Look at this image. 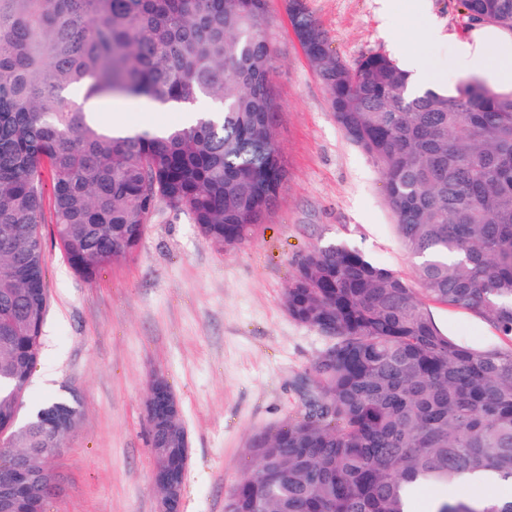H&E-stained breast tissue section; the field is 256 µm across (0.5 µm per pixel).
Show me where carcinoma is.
Wrapping results in <instances>:
<instances>
[{"mask_svg": "<svg viewBox=\"0 0 512 512\" xmlns=\"http://www.w3.org/2000/svg\"><path fill=\"white\" fill-rule=\"evenodd\" d=\"M296 5L293 23L336 122L379 169L416 285L343 242L296 265L289 316L331 340L299 379L305 413L256 434V461L224 512H409L423 486L453 488L433 512H512L466 478L512 486V346L444 335L424 300L467 310L512 341V90L463 80L408 91L371 53L349 67ZM268 0H0V465L60 448L77 400L22 398L47 307L41 224L87 280L136 253L162 203L213 245L250 239L287 170L275 138ZM469 20L512 30V0H460ZM84 98L207 103L218 119L133 132L94 121ZM52 208L45 217L44 174Z\"/></svg>", "mask_w": 512, "mask_h": 512, "instance_id": "carcinoma-1", "label": "carcinoma"}]
</instances>
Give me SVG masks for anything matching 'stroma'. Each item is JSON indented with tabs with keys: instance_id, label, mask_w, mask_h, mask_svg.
Listing matches in <instances>:
<instances>
[{
	"instance_id": "stroma-1",
	"label": "stroma",
	"mask_w": 512,
	"mask_h": 512,
	"mask_svg": "<svg viewBox=\"0 0 512 512\" xmlns=\"http://www.w3.org/2000/svg\"><path fill=\"white\" fill-rule=\"evenodd\" d=\"M397 0L382 24L375 0H304L330 49L347 65L370 53L390 55L391 41L421 53L444 74L455 72L447 34L474 25L459 0H429L443 33L427 39ZM274 47L272 80L280 103L275 135L288 175L276 207L255 235L224 251L206 241L190 216L159 204L137 255L94 281L77 275L43 224L47 311L40 357L21 409L77 397L81 417L64 441L59 467L66 490L51 512H155L154 458L143 405L153 375L165 378L190 440L181 512H224L241 472L253 466L252 437L304 413L297 382L329 345L290 318L283 296L297 261L340 240L406 280L413 259L401 246L383 179L348 140L308 61L285 0H268ZM122 102L124 128H167L183 111ZM444 335L476 349L505 347L486 320L427 302Z\"/></svg>"
}]
</instances>
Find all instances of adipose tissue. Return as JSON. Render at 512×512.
Listing matches in <instances>:
<instances>
[{
	"mask_svg": "<svg viewBox=\"0 0 512 512\" xmlns=\"http://www.w3.org/2000/svg\"><path fill=\"white\" fill-rule=\"evenodd\" d=\"M458 74L477 77L489 85L512 88V34L485 26L469 37H449Z\"/></svg>",
	"mask_w": 512,
	"mask_h": 512,
	"instance_id": "adipose-tissue-1",
	"label": "adipose tissue"
}]
</instances>
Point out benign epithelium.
Here are the masks:
<instances>
[{
  "label": "benign epithelium",
  "mask_w": 512,
  "mask_h": 512,
  "mask_svg": "<svg viewBox=\"0 0 512 512\" xmlns=\"http://www.w3.org/2000/svg\"><path fill=\"white\" fill-rule=\"evenodd\" d=\"M145 409L147 419L152 424H167L180 413L173 390L161 378L152 380ZM177 443V464L153 469V485L159 494L158 512H177L180 509L190 454L188 433L180 434ZM61 454L60 448L48 449L46 464L39 470L30 467L23 458H14L0 478V512H13L20 495L25 497L26 512H48V503L64 492L66 479L57 466Z\"/></svg>",
  "instance_id": "obj_1"
}]
</instances>
